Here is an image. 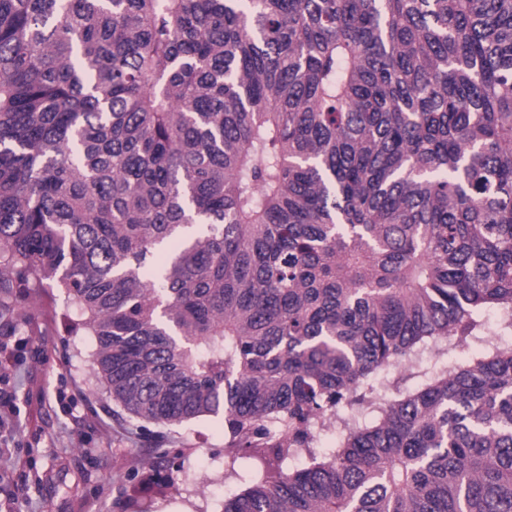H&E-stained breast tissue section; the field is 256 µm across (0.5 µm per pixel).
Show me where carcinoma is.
I'll list each match as a JSON object with an SVG mask.
<instances>
[{"label":"carcinoma","instance_id":"1","mask_svg":"<svg viewBox=\"0 0 512 512\" xmlns=\"http://www.w3.org/2000/svg\"><path fill=\"white\" fill-rule=\"evenodd\" d=\"M33 288L130 417L224 415L223 512H512V346L313 449L512 310V0H0V319ZM445 343H439L432 350H427L419 356L411 357L409 361L394 364L377 378L376 386L381 396L392 398L397 396L393 384L396 379H403L407 386H417L424 382L427 376L448 365H465L473 358L479 357L483 351L482 345L471 339L468 348L457 347L446 352ZM426 373V377L423 375Z\"/></svg>","mask_w":512,"mask_h":512}]
</instances>
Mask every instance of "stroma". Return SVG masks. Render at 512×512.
Here are the masks:
<instances>
[{"label":"stroma","mask_w":512,"mask_h":512,"mask_svg":"<svg viewBox=\"0 0 512 512\" xmlns=\"http://www.w3.org/2000/svg\"><path fill=\"white\" fill-rule=\"evenodd\" d=\"M20 307L25 371L17 382L0 379L15 394L20 427L14 448L27 462V492L14 501V512H129L125 493L136 472L154 462L161 491L144 498L146 512H221L225 498L242 490L238 478L224 476L222 417L165 428L130 418L94 375L91 331L70 330L63 320L64 290H31ZM482 351L474 340L464 349L439 346L388 367L376 386L389 399L395 380L416 386ZM62 387L73 395L71 408L55 399Z\"/></svg>","instance_id":"35a3bbf8"}]
</instances>
